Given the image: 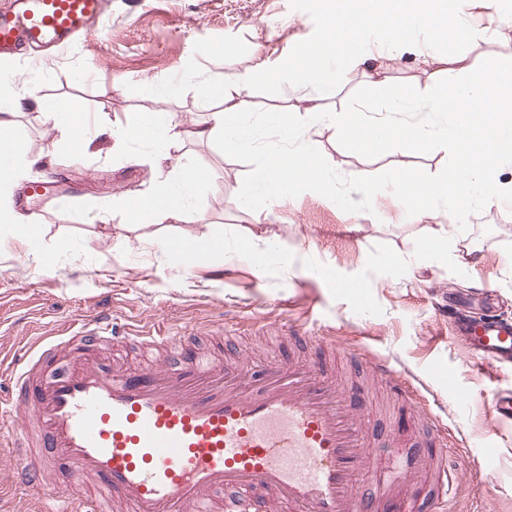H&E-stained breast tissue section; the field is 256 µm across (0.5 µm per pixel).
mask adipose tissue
Wrapping results in <instances>:
<instances>
[{"label":"adipose tissue","instance_id":"ef3b65f1","mask_svg":"<svg viewBox=\"0 0 512 512\" xmlns=\"http://www.w3.org/2000/svg\"><path fill=\"white\" fill-rule=\"evenodd\" d=\"M466 0H325L323 25L331 39L306 49L304 66L294 70L293 80L306 92L302 121L289 119L287 112L265 114L266 127L277 139L276 145L258 151L256 132L249 122L248 94L257 83L280 81L279 71L257 66L235 74L212 77L200 86L201 98L214 110L203 126L194 130L200 141H218L239 155L261 152L262 160L241 184L242 204L255 197L280 204L285 193L301 185L316 184L332 189L327 161L317 159L309 135L313 126L326 125L338 141L355 153H372L387 141L401 142L409 151L426 155L435 148L449 150L453 163L432 184L418 175L398 174L401 194L420 208L444 212L445 223L431 228L423 247L447 253L454 238L450 226L461 222L473 205H493L507 194L496 178L498 170L512 169V63L495 55L469 61L470 49L480 35L494 36L499 29H473L465 18ZM376 32L394 45L418 32L435 44L453 43L457 48L455 69L433 70L431 92L420 98L394 95L384 82L375 81L379 110L365 114L360 121L337 117L324 111L322 100L334 97L343 75L331 67L333 59L351 67L378 73L376 56L364 49L368 33ZM42 110L54 125L66 128L73 152L84 151L90 140L85 113L68 99H45L28 86L0 94V140L10 150L0 153V228L26 244L34 256H42L38 225L21 222L4 192L20 175L24 160L23 144L14 131V117L27 108ZM117 142H135L163 150L165 160L174 161L176 177H164L147 193L127 197L122 203L126 220L159 224L188 210L207 179V172L177 148L182 133L167 117L149 115L139 122L113 128Z\"/></svg>","mask_w":512,"mask_h":512}]
</instances>
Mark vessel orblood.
Segmentation results:
<instances>
[{
    "mask_svg": "<svg viewBox=\"0 0 512 512\" xmlns=\"http://www.w3.org/2000/svg\"><path fill=\"white\" fill-rule=\"evenodd\" d=\"M103 14V0L1 7L0 56L76 44ZM454 329L482 364L512 365L511 324L486 318ZM113 340L108 320L39 338L26 367L8 373L14 393L0 398V453L12 459L15 484L35 494L48 488V467L65 462L70 481L53 512H446L455 481L438 416L423 415L430 441L408 439L383 474L362 425L366 395L344 389L325 362L288 358L257 373L245 361L196 355L121 373L110 356L68 353ZM123 341L172 355L184 338L157 322L128 329ZM368 369L393 399L416 403L388 363ZM362 474L371 478L363 491Z\"/></svg>",
    "mask_w": 512,
    "mask_h": 512,
    "instance_id": "obj_1",
    "label": "vessel or blood"
}]
</instances>
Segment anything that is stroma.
<instances>
[{"instance_id": "stroma-1", "label": "stroma", "mask_w": 512, "mask_h": 512, "mask_svg": "<svg viewBox=\"0 0 512 512\" xmlns=\"http://www.w3.org/2000/svg\"><path fill=\"white\" fill-rule=\"evenodd\" d=\"M323 18L322 0H108L79 47L25 50L5 64L15 86L30 82L39 96L75 100L89 117L91 143L74 157L42 111L15 117L29 160L24 181L51 172L56 183L49 194L26 199L20 186L11 189L15 212L39 224L51 259L0 240V353L23 361L31 337L56 336L110 315L135 324L162 318L174 328L194 323L199 332L190 348L202 355L218 346L227 355L258 351L280 358L304 351L297 338L312 319L339 335L336 360L347 375L377 394L369 428L406 440L419 432L424 409L453 431L459 449L447 462L459 489L452 512H512V426L493 415L496 394L512 392V370L475 363L437 309L445 301L462 316L491 313L512 324V209H470L454 235L474 263L458 267L420 248L429 229L444 223L443 213L415 211L384 179L392 171L431 182L448 168L444 150L418 157L391 141L358 154L338 142L332 128L313 126L317 152L338 175L362 173L375 186L373 200L343 207L302 187L271 208L262 198L241 205L236 195L260 155H237L187 136L209 115L199 97L202 81L258 65L286 75L306 45L319 39ZM367 43L372 52L388 54L382 76L397 95H426L428 55L448 61L456 52L451 43L433 47L422 34L391 48L373 34ZM172 77L180 82L178 94L160 95L155 83ZM373 94L370 77L354 70L321 106L354 113ZM300 95L286 78L254 85L251 121L262 126L270 108L300 112ZM153 112L174 117L186 133L180 152L208 178L199 207L137 227L124 222L119 205L153 186L155 151L116 144L112 127ZM204 231L223 239L224 253L202 269H183L163 247ZM257 236L280 249L259 267L242 251ZM354 282L364 284L363 298L346 291ZM368 355L404 370L421 391L420 406L395 409L382 399V383L367 373ZM447 376L469 396L468 406L451 399Z\"/></svg>"}]
</instances>
